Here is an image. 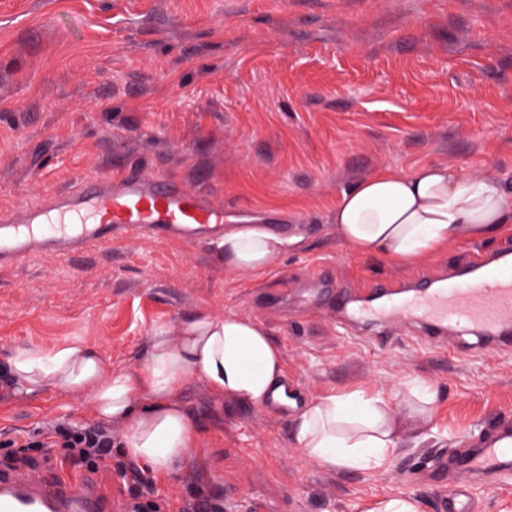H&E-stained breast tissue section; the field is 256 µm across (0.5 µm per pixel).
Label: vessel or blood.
I'll return each instance as SVG.
<instances>
[{"instance_id": "1", "label": "vessel or blood", "mask_w": 512, "mask_h": 512, "mask_svg": "<svg viewBox=\"0 0 512 512\" xmlns=\"http://www.w3.org/2000/svg\"><path fill=\"white\" fill-rule=\"evenodd\" d=\"M233 214L224 205L183 185L139 169L118 182L87 179L77 192L0 218V269L40 255L66 256L108 244L116 235L144 233L169 239H220ZM467 273L438 280L421 275L398 290L377 283L356 302L336 293L335 304L354 323L393 324L410 319L428 346H449L492 355L512 349V255L479 251ZM461 327L449 343V326ZM512 472V417H502L462 442L451 458L433 468L439 512H468L478 482ZM115 500L92 474L72 479L61 473L22 476L0 472V512H114Z\"/></svg>"}]
</instances>
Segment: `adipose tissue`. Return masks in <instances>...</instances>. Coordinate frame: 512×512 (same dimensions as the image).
Returning a JSON list of instances; mask_svg holds the SVG:
<instances>
[{
	"label": "adipose tissue",
	"instance_id": "adipose-tissue-1",
	"mask_svg": "<svg viewBox=\"0 0 512 512\" xmlns=\"http://www.w3.org/2000/svg\"><path fill=\"white\" fill-rule=\"evenodd\" d=\"M333 222L360 253L395 260L437 255L449 240L512 233V195L499 181L474 179L439 164L410 174L385 170L358 181L340 197ZM288 238L259 224L226 230L225 266L264 272L290 246ZM0 375L13 398L28 401L49 390L89 397L95 417L124 427L122 447L159 479L172 478L195 440L177 400L184 384L202 380L213 392L256 404L284 390L279 350L251 319L197 313L180 337L155 327L143 363L112 371L95 350L72 343L46 354L31 348L9 359ZM410 415L394 408L385 391H354L307 405L296 421V440L327 468L377 471L391 460L408 418L427 422L435 391L408 382Z\"/></svg>",
	"mask_w": 512,
	"mask_h": 512
}]
</instances>
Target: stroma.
<instances>
[{
    "label": "stroma",
    "instance_id": "35a3bbf8",
    "mask_svg": "<svg viewBox=\"0 0 512 512\" xmlns=\"http://www.w3.org/2000/svg\"><path fill=\"white\" fill-rule=\"evenodd\" d=\"M445 164L512 194V0H0V215L88 177L137 167L225 208L288 221L296 245L264 273L225 267L209 240L131 234L67 257L0 270V368L36 347L86 343L115 370L140 364L155 326L196 313L260 324L303 402L418 381L432 418L390 464L325 468L287 418L190 380L178 400L196 426L164 503L200 492L217 512H372L412 497L437 512L431 459L512 414V351L441 353L404 325L339 327L307 272L361 296L378 279L454 272L512 235L455 238L415 261L365 256L331 217L342 193L381 170ZM287 288L283 304L267 292ZM50 423L93 426L88 398L27 402L0 385V467L13 440Z\"/></svg>",
    "mask_w": 512,
    "mask_h": 512
}]
</instances>
